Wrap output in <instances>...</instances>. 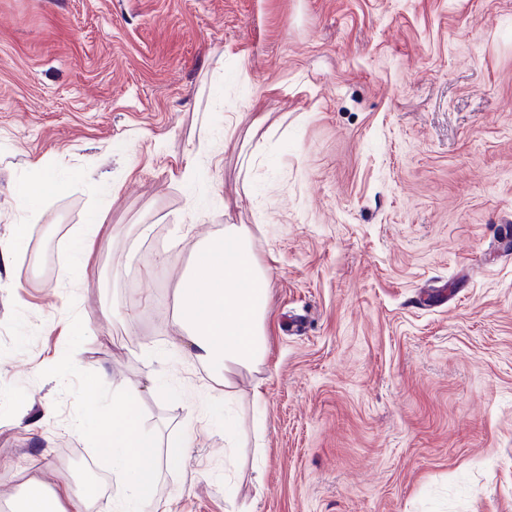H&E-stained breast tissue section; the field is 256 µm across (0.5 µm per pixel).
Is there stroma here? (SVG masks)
Instances as JSON below:
<instances>
[{
  "label": "stroma",
  "mask_w": 512,
  "mask_h": 512,
  "mask_svg": "<svg viewBox=\"0 0 512 512\" xmlns=\"http://www.w3.org/2000/svg\"><path fill=\"white\" fill-rule=\"evenodd\" d=\"M17 224L0 507L72 456L111 488L87 384L105 408L155 375L141 430L193 438L168 512H512V0H0ZM228 224L270 274L269 353L229 403L170 356L173 290ZM93 243L94 237L87 235L75 244L69 264L71 273L80 276L85 275L88 261L92 253Z\"/></svg>",
  "instance_id": "obj_1"
}]
</instances>
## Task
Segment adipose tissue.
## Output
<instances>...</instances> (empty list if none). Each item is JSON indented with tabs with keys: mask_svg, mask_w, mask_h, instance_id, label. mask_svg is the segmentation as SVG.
<instances>
[{
	"mask_svg": "<svg viewBox=\"0 0 512 512\" xmlns=\"http://www.w3.org/2000/svg\"><path fill=\"white\" fill-rule=\"evenodd\" d=\"M268 296L269 272L258 263L242 224L225 225L222 239L197 246L192 272L175 290L174 346L187 361L207 368L225 394L233 392V368L250 369L265 359ZM144 388V383H130L112 398V426L100 453L112 466L113 512H161L155 494L158 470L176 465L191 446L186 434L162 445L139 430ZM98 501L94 487L77 489L65 479L49 487L32 477L13 512H90Z\"/></svg>",
	"mask_w": 512,
	"mask_h": 512,
	"instance_id": "adipose-tissue-1",
	"label": "adipose tissue"
}]
</instances>
